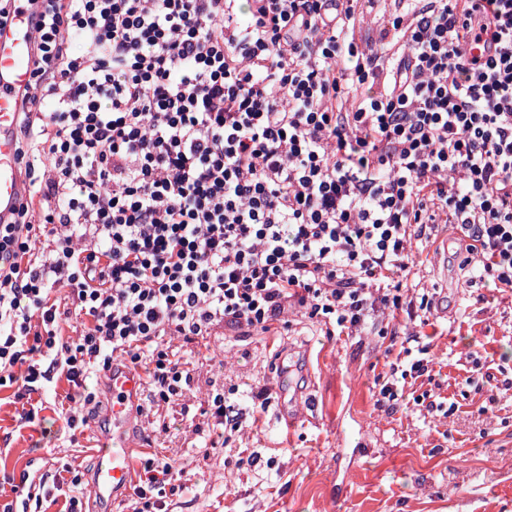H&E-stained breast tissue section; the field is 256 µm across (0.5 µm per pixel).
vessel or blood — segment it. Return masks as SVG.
I'll list each match as a JSON object with an SVG mask.
<instances>
[{"label": "vessel or blood", "mask_w": 512, "mask_h": 512, "mask_svg": "<svg viewBox=\"0 0 512 512\" xmlns=\"http://www.w3.org/2000/svg\"><path fill=\"white\" fill-rule=\"evenodd\" d=\"M11 20L0 26V224L14 223L29 202L31 191L19 160L16 132L37 53L36 0H10ZM112 393L108 428L96 434V463L92 474L99 512H112L113 503L132 481L134 439L140 433L145 381L142 373L114 359L106 373Z\"/></svg>", "instance_id": "b4317fda"}]
</instances>
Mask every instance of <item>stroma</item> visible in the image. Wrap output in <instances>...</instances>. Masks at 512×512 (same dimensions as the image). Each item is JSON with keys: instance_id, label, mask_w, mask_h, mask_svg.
Here are the masks:
<instances>
[{"instance_id": "35a3bbf8", "label": "stroma", "mask_w": 512, "mask_h": 512, "mask_svg": "<svg viewBox=\"0 0 512 512\" xmlns=\"http://www.w3.org/2000/svg\"><path fill=\"white\" fill-rule=\"evenodd\" d=\"M354 38L376 48L397 0H370ZM460 234L440 226L415 246L408 305L397 317L375 314L352 336L323 335L291 312L276 331L249 336L217 326L204 356L192 359L184 397L143 416L132 458L160 452L181 469L168 512H512V289L475 281ZM438 308L421 322L420 289ZM429 363L406 378L396 410L375 407L379 374ZM291 370L283 399L279 366ZM67 381L44 395L37 426L18 425L20 403L0 389V475L69 464L92 475L91 423L107 412L98 390L87 425L65 424ZM266 391L264 407L253 405ZM244 412L243 431L211 447L215 420L201 406L213 393ZM299 422L286 429L282 408Z\"/></svg>"}]
</instances>
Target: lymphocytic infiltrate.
<instances>
[{
  "label": "lymphocytic infiltrate",
  "instance_id": "1",
  "mask_svg": "<svg viewBox=\"0 0 512 512\" xmlns=\"http://www.w3.org/2000/svg\"><path fill=\"white\" fill-rule=\"evenodd\" d=\"M238 2L39 0L19 124L38 211L0 224L21 422L62 378L91 402L117 357L173 403L192 374L171 340L220 324L266 333L299 309L360 331L402 310L411 242L440 224L512 287V0H404L373 50L350 37L359 0ZM178 473L142 462L144 512Z\"/></svg>",
  "mask_w": 512,
  "mask_h": 512
}]
</instances>
